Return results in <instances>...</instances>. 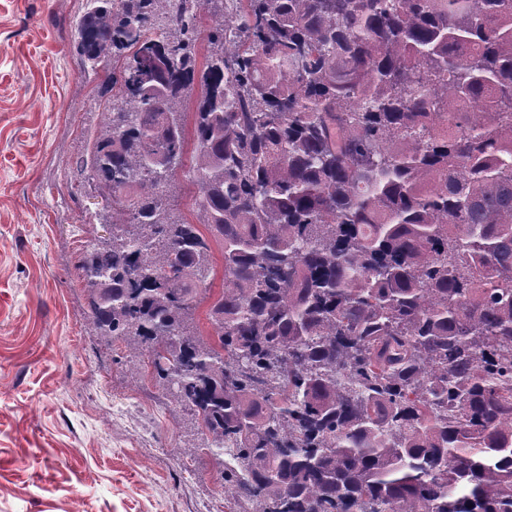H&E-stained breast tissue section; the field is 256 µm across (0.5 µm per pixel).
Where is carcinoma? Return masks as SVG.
<instances>
[{
    "instance_id": "1",
    "label": "carcinoma",
    "mask_w": 512,
    "mask_h": 512,
    "mask_svg": "<svg viewBox=\"0 0 512 512\" xmlns=\"http://www.w3.org/2000/svg\"><path fill=\"white\" fill-rule=\"evenodd\" d=\"M213 2L75 21L84 67L120 63L75 173L112 226L80 266L95 336L237 512H512V0H236L201 65ZM190 166L189 158L185 161V166L178 173V187L173 205L176 215L186 221L195 222V216L192 203L197 194V186L189 177L188 169Z\"/></svg>"
}]
</instances>
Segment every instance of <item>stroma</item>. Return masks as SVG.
Here are the masks:
<instances>
[{
    "label": "stroma",
    "instance_id": "stroma-1",
    "mask_svg": "<svg viewBox=\"0 0 512 512\" xmlns=\"http://www.w3.org/2000/svg\"><path fill=\"white\" fill-rule=\"evenodd\" d=\"M83 10L0 0V512H214L220 472L182 458L186 415L88 329L78 265L103 210L73 167L111 73L72 50Z\"/></svg>",
    "mask_w": 512,
    "mask_h": 512
}]
</instances>
